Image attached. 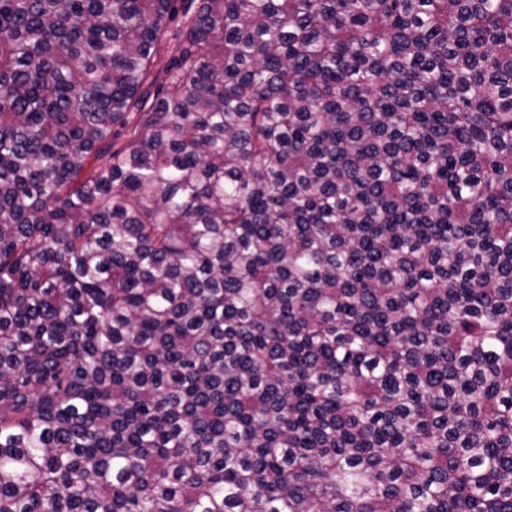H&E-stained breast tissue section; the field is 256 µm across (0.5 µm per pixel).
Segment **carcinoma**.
I'll list each match as a JSON object with an SVG mask.
<instances>
[{"mask_svg":"<svg viewBox=\"0 0 512 512\" xmlns=\"http://www.w3.org/2000/svg\"><path fill=\"white\" fill-rule=\"evenodd\" d=\"M0 512H512V0H0Z\"/></svg>","mask_w":512,"mask_h":512,"instance_id":"obj_1","label":"carcinoma"}]
</instances>
